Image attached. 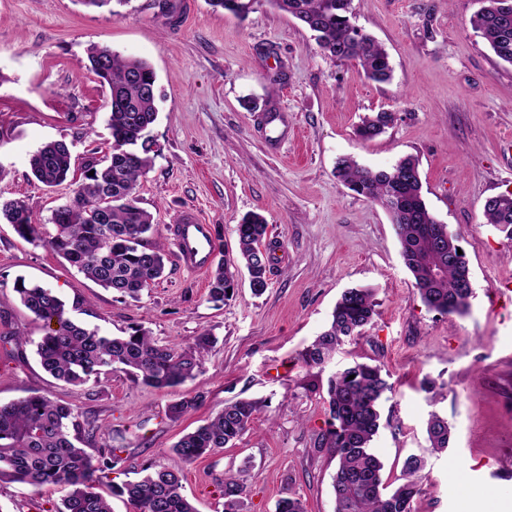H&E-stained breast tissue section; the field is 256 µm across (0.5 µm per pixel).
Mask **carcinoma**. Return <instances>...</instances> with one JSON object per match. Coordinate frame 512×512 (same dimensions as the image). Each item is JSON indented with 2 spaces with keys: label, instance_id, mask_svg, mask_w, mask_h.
Here are the masks:
<instances>
[{
  "label": "carcinoma",
  "instance_id": "cac0c4a2",
  "mask_svg": "<svg viewBox=\"0 0 512 512\" xmlns=\"http://www.w3.org/2000/svg\"><path fill=\"white\" fill-rule=\"evenodd\" d=\"M235 15L250 11L251 0H210ZM273 7L299 20L313 33L328 56L355 62L375 83L392 78V66L383 46L351 21L343 0H269ZM472 29L488 42L493 53L512 64V14L499 12L491 0L470 19ZM89 70L107 85L110 96L108 127L112 152L104 160L87 161L70 204L53 221L47 244L72 267L99 286L138 298L160 280L166 251L148 242L152 216L138 206L136 185L151 167L153 142L147 130L157 119L156 73L142 59L123 56L107 45L88 49ZM395 114L378 112L362 120L359 137L373 139L393 124ZM29 165L34 177L47 187L68 180L72 156L63 141L45 144L34 152ZM94 175H89V172ZM336 176L352 191L378 202L390 213L401 244V255L424 305L440 314H465L473 296L471 275L464 255L457 254L456 237L429 211L419 173V161L408 155L388 168L372 169L350 158L336 166ZM0 218L12 224L23 239L37 235L32 214L17 213L0 200ZM487 224H495L512 240V194L488 199L483 207ZM265 218L252 213L237 224V255L216 264L209 284V299H228L237 286L239 266L249 276L250 288L260 295L268 287L276 243L267 240ZM22 304L45 322L36 353L42 367L55 379L74 386L98 381L100 375L119 370L134 382L155 389L174 387L202 371L204 360L217 342L209 332L182 349L158 344L148 332L134 329L125 336H104L65 317V304L48 288L14 284ZM374 293L368 288L344 291L336 302L330 324L301 352L302 363L319 368L347 340L361 336L377 314ZM354 379H349V376ZM392 386L379 365L357 363L328 381L329 429L321 446L336 459L333 479L335 512H416L424 462L411 455L404 463L397 486L389 491L383 480V463L371 452L378 432L379 403ZM203 395L181 399L169 406L168 415L179 418L196 410ZM261 400H237L224 405L206 423L183 435L172 452L192 463L239 440L263 412ZM99 426L79 421L68 404L33 393L0 404V479L34 487L65 484L69 495L58 512H112L107 497L95 491L97 473L109 468L117 449L103 447L94 457L75 445L83 435L94 439ZM431 447L449 445L448 422L436 414L427 422ZM146 475L117 487L135 512H197L181 492L178 472L162 464L145 467ZM247 474L244 468L224 473L221 480L224 512H247Z\"/></svg>",
  "mask_w": 512,
  "mask_h": 512
}]
</instances>
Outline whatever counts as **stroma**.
I'll use <instances>...</instances> for the list:
<instances>
[{
	"mask_svg": "<svg viewBox=\"0 0 512 512\" xmlns=\"http://www.w3.org/2000/svg\"><path fill=\"white\" fill-rule=\"evenodd\" d=\"M130 0L118 14L76 0H0V198L25 201L40 231L73 191L45 187L29 158L62 140L75 167L111 150L109 91L87 69L91 45L148 61L158 75L159 146L136 187L169 255L164 277L138 299L101 288L45 242L18 237L0 221V403L39 392L68 403L100 427V445L120 454L99 490L141 477L152 463L174 468L198 512H224L225 471L248 467V512H275L298 497L306 512H335L336 461L318 447L329 422V379L353 362L381 365L392 386L371 443L383 478L399 477L409 455L426 467L420 512H461L465 494L512 500V240L484 223L489 198L512 193V64L497 58L470 25L478 0H352L353 22L386 48L390 82L322 54L296 19L255 0L243 17L210 0ZM281 83H273V76ZM395 113L381 136L362 140L365 116ZM279 117L267 125L265 113ZM419 160L430 212L459 240L473 296L466 315H442L421 301L387 211L350 191L339 158L381 168ZM219 228L217 247L236 248V226L261 214L285 252L262 295L240 273L232 297L208 299V277L177 261L170 226L182 210ZM51 289L69 317L106 335L139 326L180 348L210 332L217 343L194 380L169 389L122 372L73 387L40 365L45 325L19 301L18 278ZM375 294L365 333L325 365L300 354L328 323L341 293ZM432 382L433 392L422 388ZM203 393L202 405L171 419L168 407ZM266 407L235 446L182 463L179 438L237 399ZM451 441L432 451L431 414ZM67 487L0 481V512H57Z\"/></svg>",
	"mask_w": 512,
	"mask_h": 512,
	"instance_id": "obj_1",
	"label": "stroma"
}]
</instances>
